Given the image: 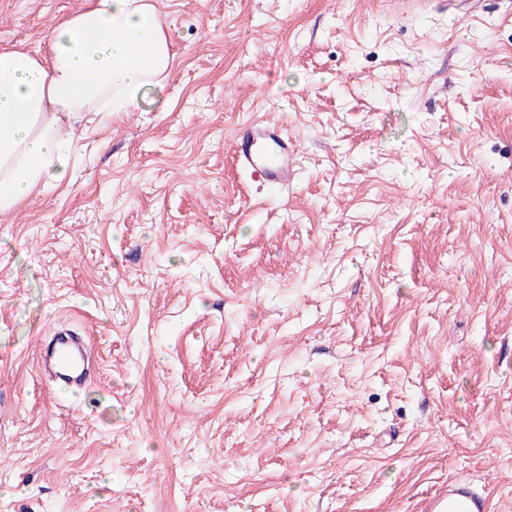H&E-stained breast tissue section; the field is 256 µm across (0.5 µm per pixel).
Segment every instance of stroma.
Segmentation results:
<instances>
[{"mask_svg": "<svg viewBox=\"0 0 512 512\" xmlns=\"http://www.w3.org/2000/svg\"><path fill=\"white\" fill-rule=\"evenodd\" d=\"M88 4L0 0V49ZM157 4L163 89L0 215V512H417L459 479L512 512V0ZM260 114L288 188L237 164ZM241 168L274 188H288L297 178L299 150L283 125L272 118H255L237 135ZM45 358L52 363L55 376L60 381L73 387L84 385L88 368L87 357L83 346L72 334L58 333L46 351Z\"/></svg>", "mask_w": 512, "mask_h": 512, "instance_id": "35a3bbf8", "label": "stroma"}]
</instances>
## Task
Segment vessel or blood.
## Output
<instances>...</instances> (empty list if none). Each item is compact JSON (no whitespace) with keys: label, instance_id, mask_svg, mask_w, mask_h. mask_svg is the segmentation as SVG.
Returning a JSON list of instances; mask_svg holds the SVG:
<instances>
[{"label":"vessel or blood","instance_id":"1","mask_svg":"<svg viewBox=\"0 0 512 512\" xmlns=\"http://www.w3.org/2000/svg\"><path fill=\"white\" fill-rule=\"evenodd\" d=\"M237 159L241 168L258 175L274 188H285L297 178L299 150L283 125L272 118L253 119L237 141ZM46 357L56 377L63 383L83 386L87 374L85 350L71 334L58 333ZM422 512H492L489 492L476 491L470 484L453 481L442 484L428 497Z\"/></svg>","mask_w":512,"mask_h":512}]
</instances>
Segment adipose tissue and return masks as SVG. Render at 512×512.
I'll return each instance as SVG.
<instances>
[{
  "label": "adipose tissue",
  "instance_id": "1",
  "mask_svg": "<svg viewBox=\"0 0 512 512\" xmlns=\"http://www.w3.org/2000/svg\"><path fill=\"white\" fill-rule=\"evenodd\" d=\"M153 0H90L50 33L49 51H0V214L39 185L63 182L84 112L140 109L173 62Z\"/></svg>",
  "mask_w": 512,
  "mask_h": 512
}]
</instances>
